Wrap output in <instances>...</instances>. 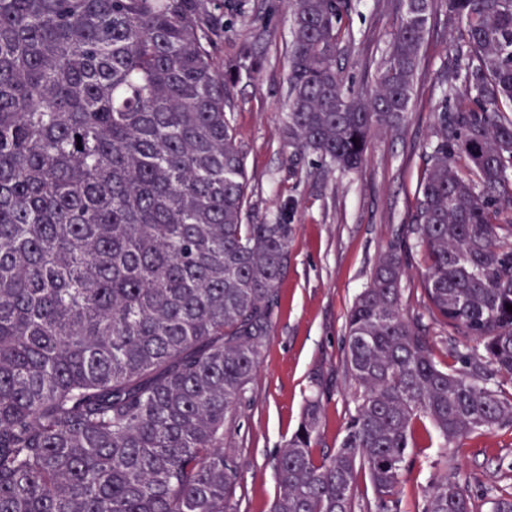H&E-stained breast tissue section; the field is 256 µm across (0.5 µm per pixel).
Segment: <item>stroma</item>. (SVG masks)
Wrapping results in <instances>:
<instances>
[{
    "instance_id": "35a3bbf8",
    "label": "stroma",
    "mask_w": 512,
    "mask_h": 512,
    "mask_svg": "<svg viewBox=\"0 0 512 512\" xmlns=\"http://www.w3.org/2000/svg\"><path fill=\"white\" fill-rule=\"evenodd\" d=\"M400 16V0H351L344 15L346 35L339 64L344 89L373 88L386 61L388 43ZM227 28L218 49L221 61L235 59L245 46L260 62L252 77L234 89L228 117L245 155L252 224L287 218L288 272L279 289L271 334L247 401L224 434V446L243 468L234 501L238 512H270L279 493L273 460L296 430L305 401L320 395L324 422L315 448H337L354 411V383L346 369L345 322L357 294L369 283L381 253L410 224L415 191L424 176V145L443 96L438 71L457 34L444 5L429 23L406 123L377 133L367 160L355 173L321 172L316 160L292 158L283 127L291 20L284 0H224ZM425 256H416L402 282L403 307L419 318L432 339V354L447 366L448 332L424 308ZM448 453L476 512H489L488 489L512 492V429L475 433L441 450L432 425H415L410 456L414 466L400 487L401 512H415L422 489L444 475L435 464Z\"/></svg>"
}]
</instances>
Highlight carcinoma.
I'll return each instance as SVG.
<instances>
[{
    "instance_id": "1",
    "label": "carcinoma",
    "mask_w": 512,
    "mask_h": 512,
    "mask_svg": "<svg viewBox=\"0 0 512 512\" xmlns=\"http://www.w3.org/2000/svg\"><path fill=\"white\" fill-rule=\"evenodd\" d=\"M435 0L403 11L374 89H342L348 0H289L285 144L343 172L407 118ZM459 24L405 237L345 326L355 409L316 457L319 396L275 459L270 512H396L425 418L449 447L512 428V0H444ZM224 0H0V512H237L224 430L246 401L292 226L248 224L220 67ZM463 340L438 366L403 308ZM374 500L354 501L359 472ZM417 512H473L453 476ZM426 266L427 260L420 253L415 257L412 267L402 282L403 307L410 316H420V324L432 339L434 360L437 365L444 368L451 363L449 357L451 342L448 339V331L431 319L424 308L426 299L423 293V273H425Z\"/></svg>"
}]
</instances>
